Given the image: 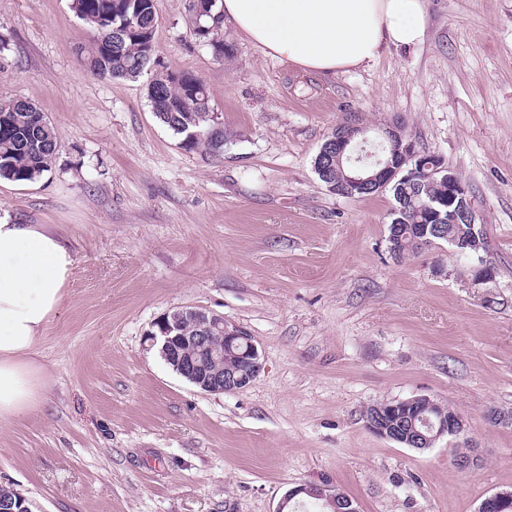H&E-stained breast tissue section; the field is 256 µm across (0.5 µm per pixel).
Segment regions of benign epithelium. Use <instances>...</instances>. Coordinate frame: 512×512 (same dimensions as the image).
<instances>
[{
  "mask_svg": "<svg viewBox=\"0 0 512 512\" xmlns=\"http://www.w3.org/2000/svg\"><path fill=\"white\" fill-rule=\"evenodd\" d=\"M370 128L355 115L345 117L330 134L320 153L328 159L323 169L327 189L343 195L341 187L330 177V169L346 161L354 175L348 183L364 189L385 191L390 184L399 188L404 184L423 186L427 181L441 178L448 182V201L432 200L427 203L430 222L416 229L418 239L434 244L433 237L440 235L446 224H467V232L474 253H479L482 243L475 229L469 190L448 166L441 167L427 162V154L417 149L415 143L403 136V127L397 122L386 123L377 129L378 141L370 142ZM377 148L367 151V146ZM191 321L197 328L194 336L184 333V324ZM149 347H156L161 358L174 372L200 391L209 394H230L248 387L262 370L260 355L253 337L241 326L224 320L218 314L201 309L180 308L166 313L152 324L147 333ZM388 409L392 417L402 412L423 411L420 417L423 430L412 428L389 432L378 425V416L366 420L367 428L375 435L406 445L410 448H430L444 436H459L465 431L463 418L447 406L428 396H415L393 403L375 406L380 411ZM431 415H426V412ZM306 495L322 507L333 512H358L354 501L342 490L325 484L307 483L288 491L277 512H285L288 504L299 495ZM512 508V488L503 489L486 497L477 512H507Z\"/></svg>",
  "mask_w": 512,
  "mask_h": 512,
  "instance_id": "benign-epithelium-1",
  "label": "benign epithelium"
}]
</instances>
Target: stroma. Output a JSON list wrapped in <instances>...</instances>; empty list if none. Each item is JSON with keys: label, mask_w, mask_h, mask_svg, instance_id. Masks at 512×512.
<instances>
[{"label": "stroma", "mask_w": 512, "mask_h": 512, "mask_svg": "<svg viewBox=\"0 0 512 512\" xmlns=\"http://www.w3.org/2000/svg\"><path fill=\"white\" fill-rule=\"evenodd\" d=\"M425 8L419 44L320 75L230 24L216 57L188 0H156L158 63L202 78L232 134L214 155L156 121L148 77L90 74L69 0H0V98L34 102L58 137L51 173L0 180V219L51 225L74 257L38 346L47 400L0 426V483L31 512H276L309 482L359 512H477L512 487V427L488 418L512 414V0ZM350 112L402 119L461 178L481 256L396 259L391 192L327 190L313 160ZM182 307L250 332V386L202 393L145 349ZM419 395L460 413L463 436L419 450L366 427L368 407ZM468 441L474 471L454 463Z\"/></svg>", "instance_id": "1"}]
</instances>
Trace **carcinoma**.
I'll return each mask as SVG.
<instances>
[{
  "mask_svg": "<svg viewBox=\"0 0 512 512\" xmlns=\"http://www.w3.org/2000/svg\"><path fill=\"white\" fill-rule=\"evenodd\" d=\"M202 14L194 18L193 35L209 44L215 55L224 56V15L220 0H200ZM76 16L92 31L84 49L90 72L99 78L135 80L153 63L156 30L155 0H71ZM156 120L181 137L187 150L203 148L224 151L229 137L224 129H213V109L204 83L190 72L175 75L167 70L155 74L148 84ZM190 131L202 137L186 139ZM58 141L54 126L40 108L27 100L0 99V179L32 182L52 171ZM396 206L401 239L394 242V256L403 258L425 247L412 229L428 222L425 203L448 199V182L436 180L428 190L414 186L399 188Z\"/></svg>",
  "mask_w": 512,
  "mask_h": 512,
  "instance_id": "1",
  "label": "carcinoma"
}]
</instances>
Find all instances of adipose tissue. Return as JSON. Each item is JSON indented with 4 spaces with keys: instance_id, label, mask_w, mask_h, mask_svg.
Listing matches in <instances>:
<instances>
[{
    "instance_id": "1",
    "label": "adipose tissue",
    "mask_w": 512,
    "mask_h": 512,
    "mask_svg": "<svg viewBox=\"0 0 512 512\" xmlns=\"http://www.w3.org/2000/svg\"><path fill=\"white\" fill-rule=\"evenodd\" d=\"M221 12L268 57L335 74L422 42L424 0H223ZM74 259L44 224L0 220V426L39 411L49 382L36 348Z\"/></svg>"
}]
</instances>
